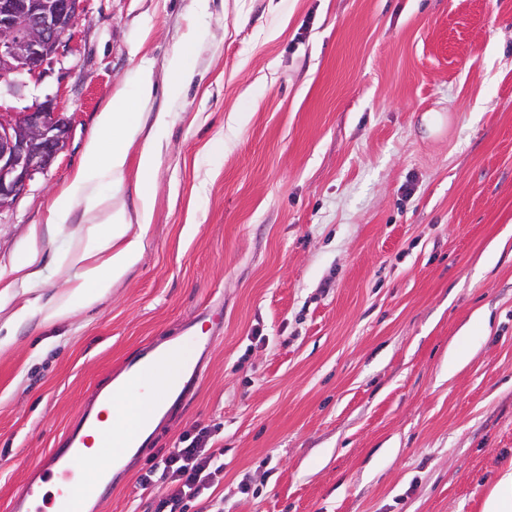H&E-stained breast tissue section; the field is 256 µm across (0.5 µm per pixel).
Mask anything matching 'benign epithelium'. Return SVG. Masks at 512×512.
Returning a JSON list of instances; mask_svg holds the SVG:
<instances>
[{"label": "benign epithelium", "instance_id": "1", "mask_svg": "<svg viewBox=\"0 0 512 512\" xmlns=\"http://www.w3.org/2000/svg\"><path fill=\"white\" fill-rule=\"evenodd\" d=\"M83 12L84 0H0V85L12 91L37 79ZM70 136L69 118L49 98L0 104V212L50 169Z\"/></svg>", "mask_w": 512, "mask_h": 512}]
</instances>
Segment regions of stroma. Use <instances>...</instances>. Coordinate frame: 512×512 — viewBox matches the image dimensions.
<instances>
[{
	"instance_id": "1",
	"label": "stroma",
	"mask_w": 512,
	"mask_h": 512,
	"mask_svg": "<svg viewBox=\"0 0 512 512\" xmlns=\"http://www.w3.org/2000/svg\"><path fill=\"white\" fill-rule=\"evenodd\" d=\"M141 66V111L172 114L144 252L96 306L12 324L80 284L84 201L49 208ZM49 97L71 139L0 213V512L129 358L189 334L198 380L96 512H154L149 459L202 429L224 512H484L512 471V0H86L6 102ZM196 37L194 31H187L181 38L179 48L167 63L173 90L177 91L180 85L188 80L193 73L191 58L195 53Z\"/></svg>"
}]
</instances>
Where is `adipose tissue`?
Instances as JSON below:
<instances>
[{
	"mask_svg": "<svg viewBox=\"0 0 512 512\" xmlns=\"http://www.w3.org/2000/svg\"><path fill=\"white\" fill-rule=\"evenodd\" d=\"M169 113H156L152 125H145L142 113L133 111L123 94H115L112 104L97 119V128L85 147L86 169L74 181V193L59 195L50 210V221L65 223L72 209L75 195H82L87 210H95L99 198L90 178L91 173L102 172L112 178L115 187H122L130 152L138 154L135 212L124 206L113 207L103 221L89 227L87 247L74 256V264L82 268V285L64 300L48 309L44 318L55 321L66 318L79 307L97 304L140 259L144 239L152 221L155 197L154 174L162 148L163 133L169 124ZM142 384L127 388L114 400L110 427L113 436L126 434L136 421H143L146 430H154L161 412L157 407V392L177 382L169 363L153 364Z\"/></svg>",
	"mask_w": 512,
	"mask_h": 512,
	"instance_id": "adipose-tissue-1",
	"label": "adipose tissue"
}]
</instances>
